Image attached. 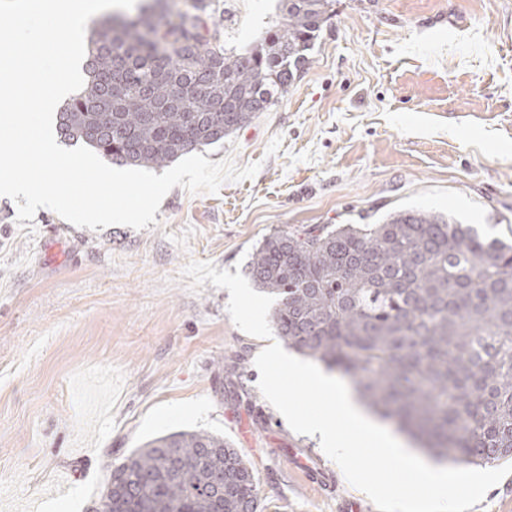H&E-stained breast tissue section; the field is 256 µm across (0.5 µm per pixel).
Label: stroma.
<instances>
[{
  "mask_svg": "<svg viewBox=\"0 0 512 512\" xmlns=\"http://www.w3.org/2000/svg\"><path fill=\"white\" fill-rule=\"evenodd\" d=\"M333 10L287 94L203 151L260 163L254 178L215 194L174 187L142 230L59 232L46 208L21 226L0 199V512H93L110 464L179 430L239 448L261 512H377L344 476L329 497L305 482L293 458L322 449L261 394L267 340L233 323L228 290L193 288L183 269L246 266L277 228L375 224L400 209L511 233L512 0ZM280 15L279 0L217 2L240 51Z\"/></svg>",
  "mask_w": 512,
  "mask_h": 512,
  "instance_id": "35a3bbf8",
  "label": "stroma"
}]
</instances>
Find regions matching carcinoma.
<instances>
[{
  "mask_svg": "<svg viewBox=\"0 0 512 512\" xmlns=\"http://www.w3.org/2000/svg\"><path fill=\"white\" fill-rule=\"evenodd\" d=\"M333 0H282L261 41L225 47L214 0L172 21L142 7L95 22L86 84L59 133L119 166L162 167L268 111L310 64ZM288 347L355 380L366 404L427 453L512 458V242L442 213L265 236L248 263ZM259 482L224 436L177 431L111 465L108 512H259Z\"/></svg>",
  "mask_w": 512,
  "mask_h": 512,
  "instance_id": "obj_1",
  "label": "carcinoma"
}]
</instances>
